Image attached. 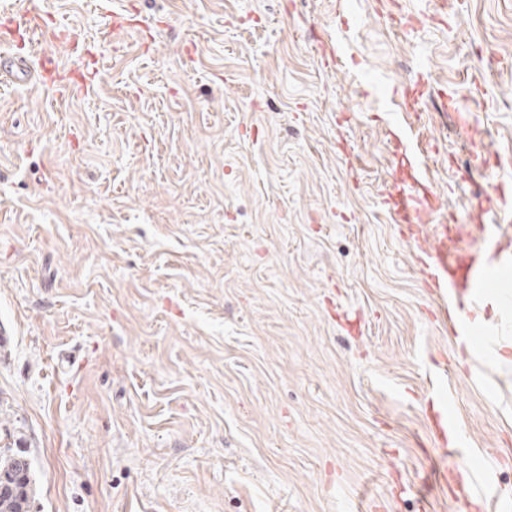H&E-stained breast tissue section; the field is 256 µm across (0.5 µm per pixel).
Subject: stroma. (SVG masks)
I'll return each mask as SVG.
<instances>
[{"instance_id":"35a3bbf8","label":"stroma","mask_w":512,"mask_h":512,"mask_svg":"<svg viewBox=\"0 0 512 512\" xmlns=\"http://www.w3.org/2000/svg\"><path fill=\"white\" fill-rule=\"evenodd\" d=\"M20 8L94 52L75 96L0 86V408L30 512H452L438 473L472 463L495 487L475 512H512V362L459 357L386 204L409 128L421 233L455 216L467 254L496 225L483 332L512 336V209L484 201L512 191V68L490 67L512 0H0ZM434 398L433 408L435 412L431 413V424L436 440L440 443L441 448L446 449L449 444L448 430L454 432L458 440V426L451 416L448 405L443 400V397L434 396Z\"/></svg>"}]
</instances>
